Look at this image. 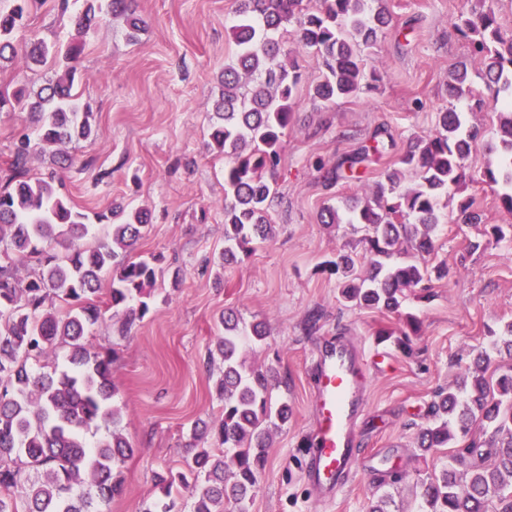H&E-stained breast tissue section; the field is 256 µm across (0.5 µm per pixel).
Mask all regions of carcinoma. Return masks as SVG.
I'll use <instances>...</instances> for the list:
<instances>
[{
	"mask_svg": "<svg viewBox=\"0 0 512 512\" xmlns=\"http://www.w3.org/2000/svg\"><path fill=\"white\" fill-rule=\"evenodd\" d=\"M37 2L0 0V67L42 65L50 58L61 67L36 90L0 87V112L27 111L36 126L16 140L11 176L0 191V257L6 261L0 265V512H102L122 494L121 467L135 448L111 403L117 392L112 358L91 350L87 333L108 310L123 314L126 325L143 318L163 269L159 257L128 254L148 225L147 210L115 206L91 216L71 204L55 175L34 182L27 177L33 152L94 135L93 112L74 94L79 75L73 62L83 45L62 52L27 33ZM237 2L234 52L209 128V147L227 158L221 264L251 254L256 241L273 235L269 207L280 143L293 124L301 84L288 41L295 52L316 55L321 76L314 97L334 104L383 80L366 70L364 55L378 46L389 24L386 8L372 7L376 0ZM481 2L486 9L460 15L457 31L484 61V83L495 88L491 108L503 163L497 172L486 170L484 182L497 187L503 207L512 212V36L501 31L493 0ZM104 10L125 18L132 40L144 29L134 0L89 3L73 23L85 32ZM448 89L456 103L438 113L435 134L413 138L369 194L347 198L342 212L328 206L320 213L323 224H361L368 231L365 275L357 274L349 254L330 262L342 297L359 307L397 313L405 292L448 276L427 256L441 221L439 200L465 181V160L480 136L468 113L484 105L463 63ZM403 169L417 175L414 186L401 185ZM456 221L482 222L472 198L460 199ZM96 222L108 224L110 232L87 246L83 240ZM31 263L37 266L32 274L25 271ZM105 271L112 273V285L103 301L98 295ZM220 323L224 335L216 338L215 350L224 372L215 391L224 414L216 425L194 431L183 470L157 475L166 502L147 503L142 512H179L185 490L194 496L192 512H225L231 504L245 512L267 460L268 423L274 417L284 423L291 413L288 402H271L272 370L239 359L243 342L266 339L265 325L242 326L232 311ZM59 346L67 350L63 369L50 362ZM489 361L488 354L478 355L455 387L438 392L418 448L433 453L479 429L490 434L491 462L484 463L481 445L471 440L465 453L448 457L422 481L418 512H512V367L489 375ZM101 423L112 430L89 444L86 433Z\"/></svg>",
	"mask_w": 512,
	"mask_h": 512,
	"instance_id": "carcinoma-1",
	"label": "carcinoma"
}]
</instances>
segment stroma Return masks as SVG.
I'll use <instances>...</instances> for the list:
<instances>
[{"mask_svg": "<svg viewBox=\"0 0 512 512\" xmlns=\"http://www.w3.org/2000/svg\"><path fill=\"white\" fill-rule=\"evenodd\" d=\"M383 4L391 25L366 58L383 76L377 89L322 103L310 91L320 76L318 60L311 53L299 57L303 82L295 121L281 142L273 236L224 269L216 264L224 246V158L206 143L234 49L229 28L236 0H136L146 29L134 42L122 19L107 14L80 34L55 0H43L32 13L38 37L84 46L77 92L92 107L96 134L72 149L74 164L60 173L67 195L89 214L114 204L148 208L150 227L136 256H163L183 276L180 287L160 290L130 329L107 314L90 331L93 350L113 358V403L135 449L122 467L123 493L106 512H141L143 503L156 500V473L180 469L194 425L219 417L214 382L223 365L209 352L221 334L218 318L229 310L244 322H265L266 340L245 346L243 356L277 373L272 400L292 408L288 423L272 428L259 490L246 512H367L378 479L390 470L404 476L392 488L394 512H416L418 483L462 448L457 440L424 455L416 441L438 392L454 386L512 321V238L493 232L512 224V213L482 180L487 169H499L501 149L482 140L474 145L465 193L482 221L440 224L430 262L446 266L448 275L409 293L400 313L348 306L325 266L342 250L364 269L363 231L320 223L319 213L370 191L394 158L372 156L365 172L333 185L324 182L323 168L372 146L381 129L400 152L411 138L435 133L457 63L467 64L475 87L483 85L484 63L455 28L460 11L476 7V0ZM472 241L478 250H468ZM313 312L319 320L309 331ZM409 314L419 331L406 339ZM330 337L357 347L367 379L365 411L355 427L359 455L336 501L324 503L301 462L317 415L313 362Z\"/></svg>", "mask_w": 512, "mask_h": 512, "instance_id": "obj_1", "label": "stroma"}]
</instances>
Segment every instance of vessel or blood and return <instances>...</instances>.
<instances>
[{"instance_id":"vessel-or-blood-1","label":"vessel or blood","mask_w":512,"mask_h":512,"mask_svg":"<svg viewBox=\"0 0 512 512\" xmlns=\"http://www.w3.org/2000/svg\"><path fill=\"white\" fill-rule=\"evenodd\" d=\"M315 375L318 419L304 475L328 502L344 487L356 459L353 431L364 411L366 378L360 355L341 341L323 345Z\"/></svg>"}]
</instances>
